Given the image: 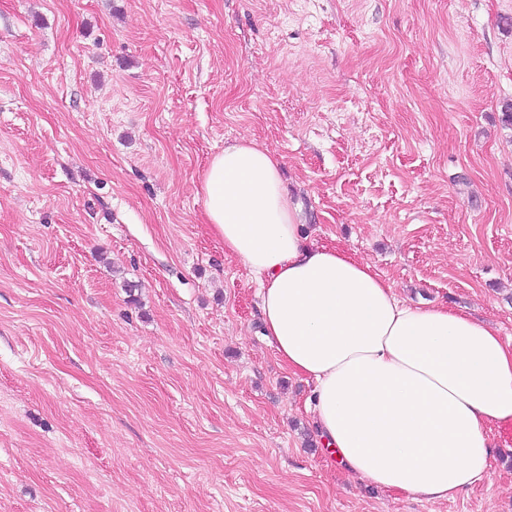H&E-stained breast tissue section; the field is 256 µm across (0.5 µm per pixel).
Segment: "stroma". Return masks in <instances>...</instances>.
<instances>
[{"mask_svg": "<svg viewBox=\"0 0 512 512\" xmlns=\"http://www.w3.org/2000/svg\"><path fill=\"white\" fill-rule=\"evenodd\" d=\"M512 0H0V512H512L329 457L196 193L281 163L308 244L512 338Z\"/></svg>", "mask_w": 512, "mask_h": 512, "instance_id": "obj_1", "label": "stroma"}]
</instances>
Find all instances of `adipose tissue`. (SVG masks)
<instances>
[{
  "instance_id": "ef3b65f1",
  "label": "adipose tissue",
  "mask_w": 512,
  "mask_h": 512,
  "mask_svg": "<svg viewBox=\"0 0 512 512\" xmlns=\"http://www.w3.org/2000/svg\"><path fill=\"white\" fill-rule=\"evenodd\" d=\"M208 224L258 285L265 335L314 384L322 444L353 475L441 502L488 473L491 427L512 426V340L400 299L371 264L306 245L280 164L241 140L198 183Z\"/></svg>"
}]
</instances>
